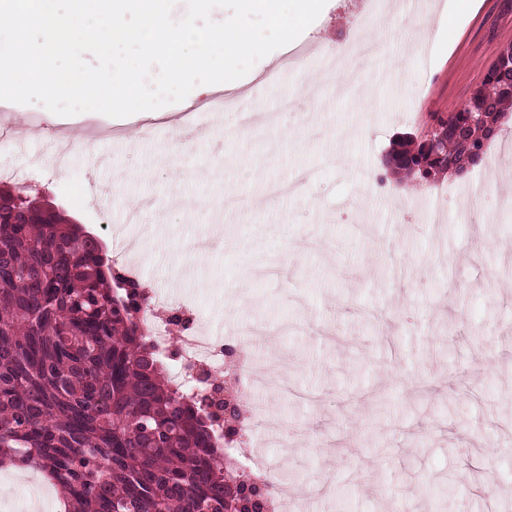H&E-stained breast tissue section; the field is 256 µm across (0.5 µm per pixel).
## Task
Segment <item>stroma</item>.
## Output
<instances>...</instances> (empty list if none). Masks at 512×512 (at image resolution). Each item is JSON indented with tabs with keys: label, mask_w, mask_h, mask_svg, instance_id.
I'll return each mask as SVG.
<instances>
[{
	"label": "stroma",
	"mask_w": 512,
	"mask_h": 512,
	"mask_svg": "<svg viewBox=\"0 0 512 512\" xmlns=\"http://www.w3.org/2000/svg\"><path fill=\"white\" fill-rule=\"evenodd\" d=\"M448 0L381 4L377 44L362 59L358 91L326 58L349 43L357 0H327L290 47L258 61L237 96L252 111L294 109L283 124L233 134L234 113L203 112L207 133L177 148L169 116L210 95L116 118L136 139H77L48 165L64 117L41 110L26 147L0 148V166L23 175L0 190L46 199L84 230L138 251L139 280L188 302L222 339L232 328L290 324L250 343L248 357L287 371L288 390L263 393L294 451L263 447L270 472L308 512H512L504 495L476 497L463 462L480 454L485 479L512 482V121L490 154L502 170L475 168L434 186L394 174L398 140L423 138L434 115L463 107L511 42L512 0H477L457 30L442 32ZM304 56L286 65L289 50ZM277 67L276 84L257 72ZM313 176L302 198L268 184ZM479 192L480 204L464 205ZM440 208L443 223L429 221ZM386 449L378 459L377 449Z\"/></svg>",
	"instance_id": "stroma-1"
}]
</instances>
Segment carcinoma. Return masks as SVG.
Returning <instances> with one entry per match:
<instances>
[{"mask_svg":"<svg viewBox=\"0 0 512 512\" xmlns=\"http://www.w3.org/2000/svg\"><path fill=\"white\" fill-rule=\"evenodd\" d=\"M512 106V51L436 132L396 151L421 184L484 159ZM95 239L0 193V466L35 468L64 512H225L240 479L209 413L173 385Z\"/></svg>","mask_w":512,"mask_h":512,"instance_id":"1","label":"carcinoma"}]
</instances>
